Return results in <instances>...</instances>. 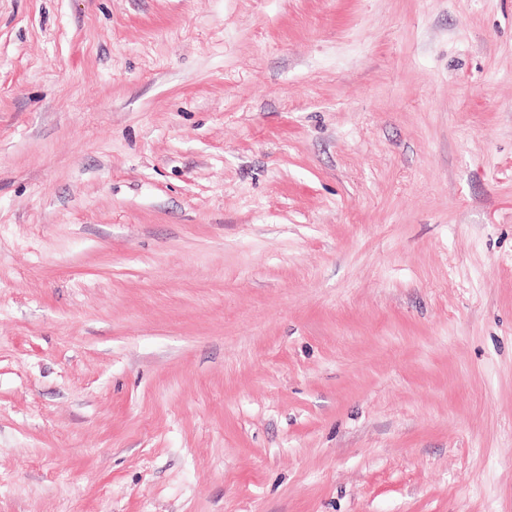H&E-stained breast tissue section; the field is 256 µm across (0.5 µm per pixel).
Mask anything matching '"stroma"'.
Here are the masks:
<instances>
[{
  "mask_svg": "<svg viewBox=\"0 0 512 512\" xmlns=\"http://www.w3.org/2000/svg\"><path fill=\"white\" fill-rule=\"evenodd\" d=\"M0 512H512V0H0Z\"/></svg>",
  "mask_w": 512,
  "mask_h": 512,
  "instance_id": "1",
  "label": "stroma"
}]
</instances>
